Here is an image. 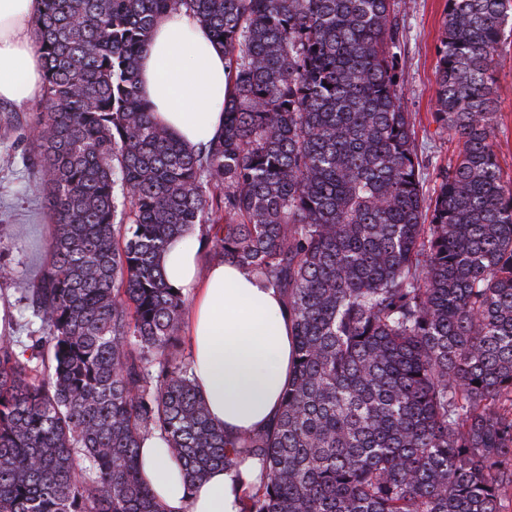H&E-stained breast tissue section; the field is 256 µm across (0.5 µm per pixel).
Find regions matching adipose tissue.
Wrapping results in <instances>:
<instances>
[{"instance_id":"ef3b65f1","label":"adipose tissue","mask_w":512,"mask_h":512,"mask_svg":"<svg viewBox=\"0 0 512 512\" xmlns=\"http://www.w3.org/2000/svg\"><path fill=\"white\" fill-rule=\"evenodd\" d=\"M41 0H0V101L24 105L39 98L43 61L33 22ZM224 51L207 28L182 11L160 19L139 62V90L155 122L186 148L218 136L228 86ZM167 281L194 303L186 335L198 388L225 434L268 428L294 362L293 321L283 296L235 263L206 256L198 231L176 236L162 260ZM144 479L165 512H241L239 472L215 468L187 485L161 435L139 450Z\"/></svg>"}]
</instances>
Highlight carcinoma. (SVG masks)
Returning a JSON list of instances; mask_svg holds the SVG:
<instances>
[{"mask_svg": "<svg viewBox=\"0 0 512 512\" xmlns=\"http://www.w3.org/2000/svg\"><path fill=\"white\" fill-rule=\"evenodd\" d=\"M30 141L54 234L12 278L38 335L0 337V512H165L138 448L189 485L259 465L241 512H512V186L494 150L509 0H448L428 189L392 0H42ZM184 9L224 49V129L189 150L139 60ZM287 298L281 412L232 439L179 336L170 239Z\"/></svg>", "mask_w": 512, "mask_h": 512, "instance_id": "cac0c4a2", "label": "carcinoma"}]
</instances>
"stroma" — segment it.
<instances>
[{"label":"stroma","mask_w":512,"mask_h":512,"mask_svg":"<svg viewBox=\"0 0 512 512\" xmlns=\"http://www.w3.org/2000/svg\"><path fill=\"white\" fill-rule=\"evenodd\" d=\"M403 20L400 38L404 96L402 107L416 118L418 151L425 177L448 158V135L433 120L436 110V47L439 43L446 0H394ZM493 77L498 128L493 140L505 178L512 179V41L496 56ZM31 105L0 103V225L23 229L39 243L28 249L0 241V266L14 275L36 279L49 261L48 244L54 226L41 196L27 190L32 177L29 153Z\"/></svg>","instance_id":"obj_1"}]
</instances>
